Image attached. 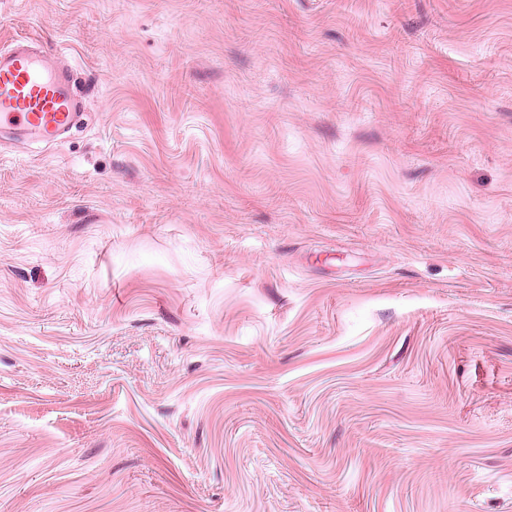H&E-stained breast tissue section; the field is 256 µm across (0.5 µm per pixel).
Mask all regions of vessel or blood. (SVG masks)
Segmentation results:
<instances>
[{
  "mask_svg": "<svg viewBox=\"0 0 512 512\" xmlns=\"http://www.w3.org/2000/svg\"><path fill=\"white\" fill-rule=\"evenodd\" d=\"M83 112L84 101L63 56L45 52L26 37L0 48V124L52 143L77 127Z\"/></svg>",
  "mask_w": 512,
  "mask_h": 512,
  "instance_id": "vessel-or-blood-1",
  "label": "vessel or blood"
}]
</instances>
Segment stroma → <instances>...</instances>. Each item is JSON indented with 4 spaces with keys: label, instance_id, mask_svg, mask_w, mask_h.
<instances>
[{
    "label": "stroma",
    "instance_id": "stroma-1",
    "mask_svg": "<svg viewBox=\"0 0 512 512\" xmlns=\"http://www.w3.org/2000/svg\"><path fill=\"white\" fill-rule=\"evenodd\" d=\"M0 512H512V0H0ZM84 108L63 56L26 37L0 48V124L52 143L77 127Z\"/></svg>",
    "mask_w": 512,
    "mask_h": 512
}]
</instances>
